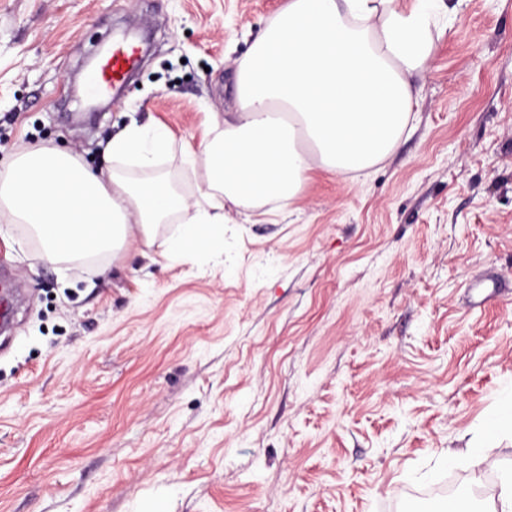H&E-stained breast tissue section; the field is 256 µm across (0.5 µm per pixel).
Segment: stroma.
Instances as JSON below:
<instances>
[{
	"instance_id": "1",
	"label": "stroma",
	"mask_w": 512,
	"mask_h": 512,
	"mask_svg": "<svg viewBox=\"0 0 512 512\" xmlns=\"http://www.w3.org/2000/svg\"><path fill=\"white\" fill-rule=\"evenodd\" d=\"M287 0H0V167L57 145L102 162L130 122L190 162L233 111L236 60ZM415 119L369 176L320 171L224 253L46 265L0 227V512H421L487 499L512 437L471 462L512 392V0H446ZM152 34L107 109L76 102L98 42Z\"/></svg>"
}]
</instances>
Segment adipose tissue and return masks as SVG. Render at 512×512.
<instances>
[{"mask_svg": "<svg viewBox=\"0 0 512 512\" xmlns=\"http://www.w3.org/2000/svg\"><path fill=\"white\" fill-rule=\"evenodd\" d=\"M443 10V0H288L236 62L235 112L197 144L198 199L157 170L169 130L132 122L105 144L104 167L54 147L15 154L0 169V219L26 225L51 264L156 246L172 263L223 253L228 209L289 206L312 172H363L397 149Z\"/></svg>", "mask_w": 512, "mask_h": 512, "instance_id": "ef3b65f1", "label": "adipose tissue"}]
</instances>
